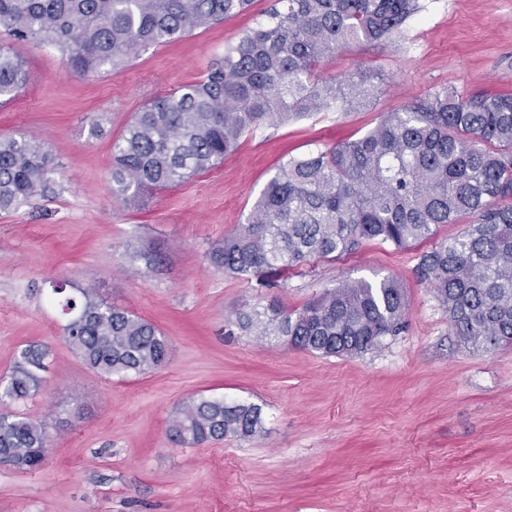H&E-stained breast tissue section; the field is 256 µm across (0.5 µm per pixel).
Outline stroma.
<instances>
[{"instance_id":"stroma-1","label":"stroma","mask_w":512,"mask_h":512,"mask_svg":"<svg viewBox=\"0 0 512 512\" xmlns=\"http://www.w3.org/2000/svg\"><path fill=\"white\" fill-rule=\"evenodd\" d=\"M272 4L253 0L94 76L0 26V46L28 75L0 106V137L37 138L59 165L52 193L0 213V378L21 349L51 350L41 389L22 406L47 424L51 446L37 469L0 465V512H512V346L465 344L415 275L420 255L462 225L407 249L363 241L290 269L274 288L207 259L288 158L358 138L441 87L512 93V0H421L400 34L323 65L325 76H379L368 105L247 132L221 164L142 203L111 193L112 143L134 113L199 80ZM94 121L102 132L93 138ZM386 277L406 290V328L366 353L324 357L229 330L239 310H295L343 281ZM50 278L156 325L170 344L166 363L109 379L89 370L47 300ZM200 395L260 405L263 431L176 442L171 421Z\"/></svg>"}]
</instances>
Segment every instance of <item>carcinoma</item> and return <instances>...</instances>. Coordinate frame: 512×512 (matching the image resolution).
I'll return each instance as SVG.
<instances>
[{"mask_svg":"<svg viewBox=\"0 0 512 512\" xmlns=\"http://www.w3.org/2000/svg\"><path fill=\"white\" fill-rule=\"evenodd\" d=\"M252 0H0V24L15 41L49 44L83 75L121 67L160 46L248 10ZM419 0H276L265 18L198 81L158 97L112 145V194L139 203L237 151L245 132L315 112L356 108L378 93L366 74L317 72L336 50L401 32ZM27 81L23 62L0 47V103ZM57 164L31 137L0 138V211L44 196ZM443 224L462 235L423 253L417 278L434 288L455 334L485 350L512 344V95H462L443 87L383 115L359 138L283 163L253 202L246 223L211 246L210 264L271 287L311 260H333L361 240L398 249ZM67 316L65 338L99 375L162 366L169 342L152 323L104 301L93 288L49 281ZM407 298L393 278L327 288L301 309L255 306L236 315L243 332L326 356L377 349L405 327ZM49 349L21 350L0 381V463L35 468L48 427L14 408L43 383ZM262 407L199 396L170 431L182 444L245 439L262 429Z\"/></svg>","mask_w":512,"mask_h":512,"instance_id":"cac0c4a2","label":"carcinoma"}]
</instances>
